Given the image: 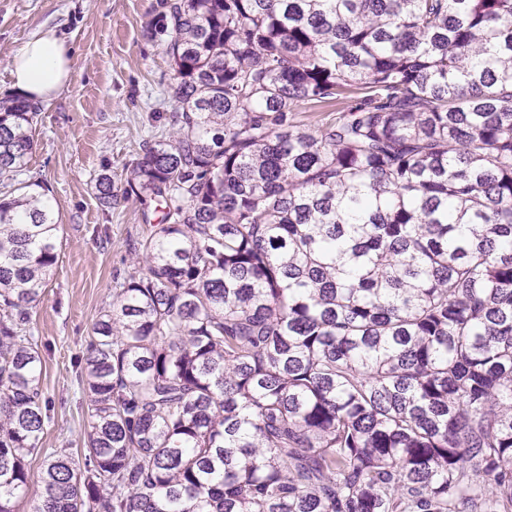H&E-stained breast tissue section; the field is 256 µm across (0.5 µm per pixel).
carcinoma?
Returning <instances> with one entry per match:
<instances>
[{
  "label": "carcinoma",
  "mask_w": 512,
  "mask_h": 512,
  "mask_svg": "<svg viewBox=\"0 0 512 512\" xmlns=\"http://www.w3.org/2000/svg\"><path fill=\"white\" fill-rule=\"evenodd\" d=\"M160 7L178 128L123 192L162 215L94 325L83 466L50 457L33 512H512V0ZM36 115L0 110V178ZM13 193L0 512L50 419L29 324L60 229ZM329 108L314 107L311 104H302L297 108L296 120L300 125L318 126L336 118V112H326Z\"/></svg>",
  "instance_id": "obj_1"
}]
</instances>
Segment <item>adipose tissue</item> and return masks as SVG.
Masks as SVG:
<instances>
[{
    "mask_svg": "<svg viewBox=\"0 0 512 512\" xmlns=\"http://www.w3.org/2000/svg\"><path fill=\"white\" fill-rule=\"evenodd\" d=\"M14 88L27 99L44 102L71 82L72 58L66 42L48 31L24 42L8 63Z\"/></svg>",
    "mask_w": 512,
    "mask_h": 512,
    "instance_id": "adipose-tissue-1",
    "label": "adipose tissue"
}]
</instances>
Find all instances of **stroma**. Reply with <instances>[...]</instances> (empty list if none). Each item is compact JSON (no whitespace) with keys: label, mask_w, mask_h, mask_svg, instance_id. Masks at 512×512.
Returning <instances> with one entry per match:
<instances>
[{"label":"stroma","mask_w":512,"mask_h":512,"mask_svg":"<svg viewBox=\"0 0 512 512\" xmlns=\"http://www.w3.org/2000/svg\"><path fill=\"white\" fill-rule=\"evenodd\" d=\"M159 8L160 0H0V101L13 95L8 60L27 39L53 30L73 51L71 85L42 104L33 154L17 176L38 184L61 229L57 265L31 312L50 421L15 512H32L48 456L63 449L83 458L89 401L80 372L93 327L133 272L134 246L157 217L153 201L133 196L101 206L95 182L108 173L123 188L143 144L176 130L172 70L162 47L143 35Z\"/></svg>","instance_id":"1"}]
</instances>
